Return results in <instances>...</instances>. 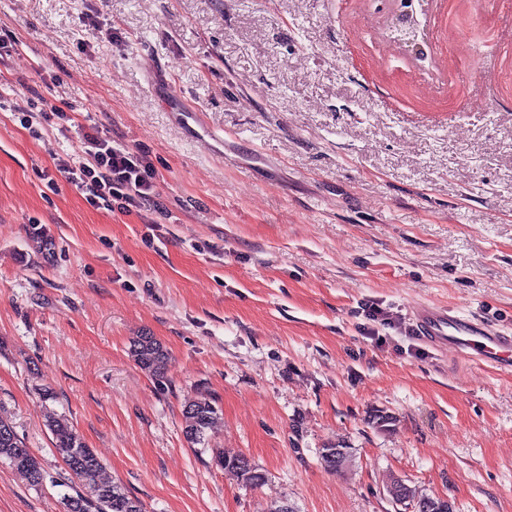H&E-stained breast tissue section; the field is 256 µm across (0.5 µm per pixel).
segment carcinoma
Instances as JSON below:
<instances>
[{"mask_svg":"<svg viewBox=\"0 0 512 512\" xmlns=\"http://www.w3.org/2000/svg\"><path fill=\"white\" fill-rule=\"evenodd\" d=\"M130 352L139 367L153 380L162 383L167 379L169 354L155 337L141 333L130 341ZM188 419L184 428L187 441L197 445L205 441L208 429L218 418V407L207 397L188 402L183 409ZM47 427L53 436V448L61 458L68 477H50L44 465L34 456L19 437L10 418L0 412V461L25 473L33 487H40L51 480L64 488L61 502L64 512H145L144 505L132 496L125 487L115 482L97 480L103 464L93 449L86 446L69 420L63 415H48ZM217 464L224 472L236 477L243 485L256 487L265 476L252 466L241 454L218 453ZM386 492L390 498H403L409 505L425 497V493L414 486L392 482Z\"/></svg>","mask_w":512,"mask_h":512,"instance_id":"cac0c4a2","label":"carcinoma"}]
</instances>
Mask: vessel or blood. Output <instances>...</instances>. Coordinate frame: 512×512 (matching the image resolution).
I'll return each instance as SVG.
<instances>
[{
	"label": "vessel or blood",
	"mask_w": 512,
	"mask_h": 512,
	"mask_svg": "<svg viewBox=\"0 0 512 512\" xmlns=\"http://www.w3.org/2000/svg\"><path fill=\"white\" fill-rule=\"evenodd\" d=\"M412 320L419 336L437 349L469 352L475 360L499 368H512V331L493 328L434 303L417 305Z\"/></svg>",
	"instance_id": "obj_1"
}]
</instances>
